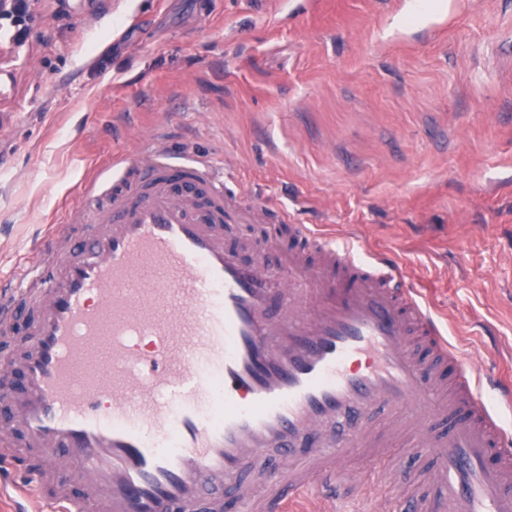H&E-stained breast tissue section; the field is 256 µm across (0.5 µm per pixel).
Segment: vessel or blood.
I'll use <instances>...</instances> for the list:
<instances>
[{"instance_id":"b4317fda","label":"vessel or blood","mask_w":512,"mask_h":512,"mask_svg":"<svg viewBox=\"0 0 512 512\" xmlns=\"http://www.w3.org/2000/svg\"><path fill=\"white\" fill-rule=\"evenodd\" d=\"M81 193V238L41 232L0 277V324L34 313L28 352L0 356L12 512H225L227 483L239 512H299L362 499L352 457L401 437L434 464L387 512H512V384L474 377L396 259L284 210L277 265L273 233L242 257L224 227L267 204L157 138ZM103 343L105 373L85 369Z\"/></svg>"}]
</instances>
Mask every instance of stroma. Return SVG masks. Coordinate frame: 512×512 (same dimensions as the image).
Masks as SVG:
<instances>
[{"label": "stroma", "instance_id": "stroma-1", "mask_svg": "<svg viewBox=\"0 0 512 512\" xmlns=\"http://www.w3.org/2000/svg\"><path fill=\"white\" fill-rule=\"evenodd\" d=\"M0 30V276L141 135L224 162L298 223L358 226L475 373L512 377V0H34ZM355 459L416 487L426 454ZM30 0H13L3 19L9 21L8 27L14 40L20 41L28 37L31 30Z\"/></svg>", "mask_w": 512, "mask_h": 512}]
</instances>
